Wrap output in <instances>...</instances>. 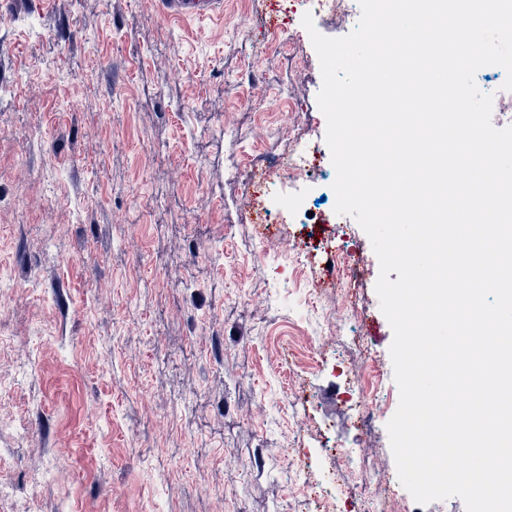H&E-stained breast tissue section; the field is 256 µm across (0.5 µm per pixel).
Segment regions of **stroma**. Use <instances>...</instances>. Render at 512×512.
I'll return each instance as SVG.
<instances>
[{"mask_svg": "<svg viewBox=\"0 0 512 512\" xmlns=\"http://www.w3.org/2000/svg\"><path fill=\"white\" fill-rule=\"evenodd\" d=\"M242 5L173 22L157 0H0V481L15 489L0 512H368L392 493L398 512H465L398 479L393 332L370 240L334 211L305 10L279 0L275 26L243 31ZM277 28L302 71L252 54ZM283 90L321 170L256 201L229 172L286 145L277 125L251 130ZM33 132L40 150L21 153ZM259 205L279 239L261 240ZM304 206L315 223L294 222ZM326 242L362 255L353 291L317 287ZM358 343L383 376L367 435L346 372Z\"/></svg>", "mask_w": 512, "mask_h": 512, "instance_id": "obj_1", "label": "stroma"}]
</instances>
